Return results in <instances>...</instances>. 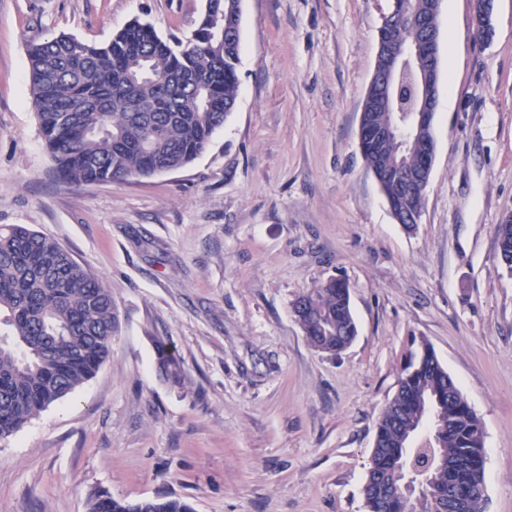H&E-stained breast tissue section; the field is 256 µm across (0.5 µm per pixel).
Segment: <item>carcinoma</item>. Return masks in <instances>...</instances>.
I'll use <instances>...</instances> for the list:
<instances>
[{"label": "carcinoma", "instance_id": "cac0c4a2", "mask_svg": "<svg viewBox=\"0 0 512 512\" xmlns=\"http://www.w3.org/2000/svg\"><path fill=\"white\" fill-rule=\"evenodd\" d=\"M433 0H394L391 23L381 36L402 45L426 37L422 19L439 27ZM220 14L202 15L193 31V47L164 39L149 23L134 20L105 45L60 34L30 45L29 89L46 153L57 178L67 185H94L150 178L184 169L204 154L224 126L236 102L240 32L216 36ZM371 100L367 122L382 126L396 112L394 96ZM147 104L150 111L139 112ZM367 167L380 174L390 168H415L417 159L395 140L364 153ZM385 197L419 212L424 197H403L390 178L381 179ZM305 309L300 324L312 347L336 355L353 328L348 288L336 279L299 295ZM0 438L20 431L33 416L59 402L91 379L112 357L117 314L112 291L103 279L77 262L54 238L19 224L0 225ZM158 364L174 383L184 378L175 354L157 343ZM414 372L402 376L401 391L384 409L397 423L377 430L370 466L386 489L395 487L396 460L408 431L435 399L456 405L436 437L434 460L422 456L432 496L444 497L448 480L471 488L462 508L483 512L485 495L484 428L468 408L459 387L431 357L424 340ZM366 512H433V501L415 504L398 493L390 507L379 496ZM89 512H194L182 499L128 502L102 492Z\"/></svg>", "mask_w": 512, "mask_h": 512}]
</instances>
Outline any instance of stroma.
Returning <instances> with one entry per match:
<instances>
[{
  "label": "stroma",
  "instance_id": "obj_1",
  "mask_svg": "<svg viewBox=\"0 0 512 512\" xmlns=\"http://www.w3.org/2000/svg\"><path fill=\"white\" fill-rule=\"evenodd\" d=\"M393 0H243L239 94L185 169L60 183L29 90L31 44H104L132 20L186 39L204 0H0V225L56 239L112 290V357L0 439V512H88L98 492L195 512H365L377 422L412 338L485 427L486 512H512V0L476 39L474 0H443L436 153L414 230L359 148ZM341 278L357 325L313 349L291 305ZM171 343L182 384L158 367Z\"/></svg>",
  "mask_w": 512,
  "mask_h": 512
}]
</instances>
